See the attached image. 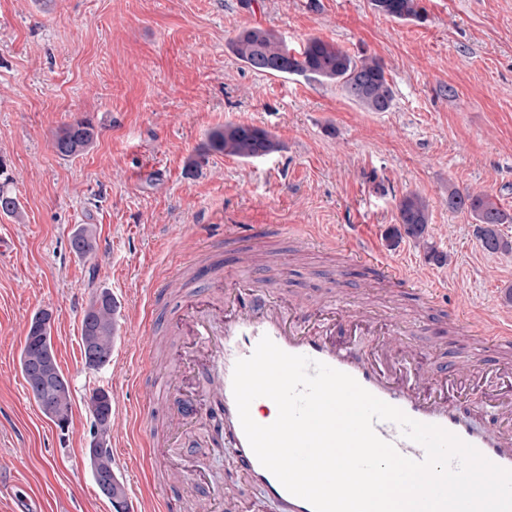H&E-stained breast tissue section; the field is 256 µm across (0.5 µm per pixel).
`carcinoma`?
Instances as JSON below:
<instances>
[{"instance_id": "obj_1", "label": "carcinoma", "mask_w": 512, "mask_h": 512, "mask_svg": "<svg viewBox=\"0 0 512 512\" xmlns=\"http://www.w3.org/2000/svg\"><path fill=\"white\" fill-rule=\"evenodd\" d=\"M378 12L395 20L421 18L418 0H371ZM229 50L245 66L279 77L301 75L316 82H333L345 95L367 112H386L393 102V91L382 62L364 52L350 54L333 42L311 37L298 49H290L285 40L272 29L254 26L241 30L228 43ZM98 138L95 125L77 120L64 126L53 139V147L62 157L84 152ZM209 147L242 160L269 157L281 149L280 142L268 131L245 123H227L209 137ZM10 177L0 161V211L19 214V202L9 190ZM448 207L469 210L482 224L483 247L492 253H512V239L503 235L500 224L512 221L497 203L484 195L448 191ZM399 220L404 233L423 239L429 221L424 198L410 194L399 203ZM71 249L88 256L96 248V232L89 224L78 226L72 234ZM118 307L112 294L100 292L84 311L81 342L87 368L100 371L112 361V347L118 329ZM52 315L36 311L30 322L20 354L21 373L40 411L58 427H65L72 413L69 383L54 355L51 339ZM91 411L96 434L93 444L98 448L89 458L90 473L96 486L110 480L108 499L116 501L128 512L127 490L123 478L112 466V449L108 446L112 405L109 392L93 390Z\"/></svg>"}]
</instances>
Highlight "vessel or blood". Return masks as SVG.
<instances>
[{
	"label": "vessel or blood",
	"instance_id": "obj_1",
	"mask_svg": "<svg viewBox=\"0 0 512 512\" xmlns=\"http://www.w3.org/2000/svg\"><path fill=\"white\" fill-rule=\"evenodd\" d=\"M356 256L397 285L406 287L412 281L406 268L382 262L366 246H357ZM189 277L219 289L223 306L214 307L215 298L208 294L171 300L163 287L153 289L151 298L166 300L174 334L187 337L184 352L190 369L210 375V411L221 440L232 449L235 468L286 512H313V508L289 493L260 464L242 429L232 388L236 362L249 357L265 336L285 352L310 357L351 375L410 418L444 428L475 446L494 464L512 470V396L491 391L479 366L464 372L451 367L424 372L420 349L399 351L390 339L376 338L377 320L367 311L330 302L308 310L297 302L283 301L272 287L244 276L239 265L202 262L192 268ZM499 313L504 325L485 338L496 360L512 355V308L501 307ZM362 336L373 337L371 347L359 348ZM374 430L400 454L416 461L425 459L424 448L402 437L397 424L378 421Z\"/></svg>",
	"mask_w": 512,
	"mask_h": 512
}]
</instances>
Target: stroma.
<instances>
[{
  "mask_svg": "<svg viewBox=\"0 0 512 512\" xmlns=\"http://www.w3.org/2000/svg\"><path fill=\"white\" fill-rule=\"evenodd\" d=\"M423 18L397 21L371 0H0V159L19 216L0 213L12 259L0 264V512L27 497L41 512H112L86 461L88 397H112V459L145 512L157 479L178 487L181 508L203 512L222 487L236 512H280L212 444L198 413L192 436L160 466L148 456L174 407L161 391L178 366L180 337L147 308L157 273L194 260L197 242L239 227L225 262L252 249L286 261L280 295L314 303L336 293L348 264L349 307L394 320V341L419 344L425 370L467 360L448 324L465 313L476 335L499 323L512 292V254L485 250L479 223L448 207V192L485 194L512 214V0H419ZM280 33L297 48L312 36L380 58L394 93L367 112L333 84L252 71L228 42L244 28ZM88 118L99 129L83 153L59 156L55 133ZM267 130L278 153L241 161L209 151L227 123ZM429 205L423 240L397 235L401 199ZM92 225L97 247L77 257L69 238ZM281 225L275 238L258 226ZM363 241L405 265L413 288L372 280L349 252L309 244V233ZM445 255L437 263L430 251ZM119 308L112 362L88 369L81 319L92 297ZM52 315V339L73 398L60 429L34 403L19 357L32 314ZM156 342L155 366L134 356Z\"/></svg>",
  "mask_w": 512,
  "mask_h": 512,
  "instance_id": "35a3bbf8",
  "label": "stroma"
}]
</instances>
